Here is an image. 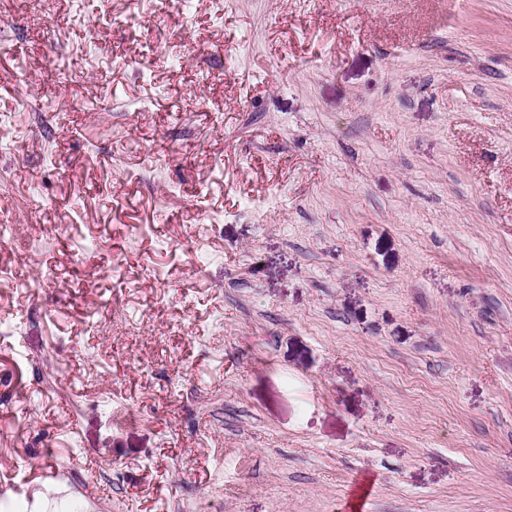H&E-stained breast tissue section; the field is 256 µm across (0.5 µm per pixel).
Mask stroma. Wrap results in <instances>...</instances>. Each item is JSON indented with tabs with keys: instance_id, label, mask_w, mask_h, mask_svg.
<instances>
[{
	"instance_id": "obj_1",
	"label": "stroma",
	"mask_w": 512,
	"mask_h": 512,
	"mask_svg": "<svg viewBox=\"0 0 512 512\" xmlns=\"http://www.w3.org/2000/svg\"><path fill=\"white\" fill-rule=\"evenodd\" d=\"M56 11L0 0V483L512 512V0Z\"/></svg>"
}]
</instances>
